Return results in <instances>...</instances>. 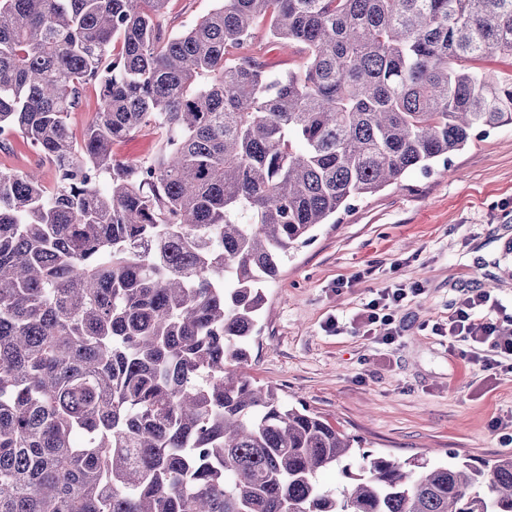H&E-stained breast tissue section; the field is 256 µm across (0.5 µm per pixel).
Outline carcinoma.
I'll use <instances>...</instances> for the list:
<instances>
[{
  "label": "carcinoma",
  "mask_w": 512,
  "mask_h": 512,
  "mask_svg": "<svg viewBox=\"0 0 512 512\" xmlns=\"http://www.w3.org/2000/svg\"><path fill=\"white\" fill-rule=\"evenodd\" d=\"M166 4L0 0V148L55 169H0V512H512V456L362 451L244 373L318 225L512 124V0H216L177 33ZM297 59L296 47H282L276 45L272 47L271 51L263 58L264 62L269 68L278 72H284L291 67L293 60ZM97 108L96 91L93 86L89 85L85 89L84 103L73 117L72 127L75 135L80 137L87 123L94 117ZM159 134L152 129L142 130L131 138L114 145V154L124 161H139L151 157L157 150ZM37 167L41 169L44 185L51 189L55 180L54 168L48 163H43L39 155L18 140H14L11 147L0 150V169L25 170Z\"/></svg>",
  "instance_id": "1"
}]
</instances>
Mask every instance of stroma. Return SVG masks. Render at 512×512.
I'll use <instances>...</instances> for the list:
<instances>
[{
  "label": "stroma",
  "instance_id": "stroma-1",
  "mask_svg": "<svg viewBox=\"0 0 512 512\" xmlns=\"http://www.w3.org/2000/svg\"><path fill=\"white\" fill-rule=\"evenodd\" d=\"M413 282L422 291L393 309L392 340L359 327L378 292ZM480 290L512 304V125L320 225L265 285L245 371L365 451L433 463L512 455V370L482 368L469 343L443 334L459 298Z\"/></svg>",
  "mask_w": 512,
  "mask_h": 512
}]
</instances>
